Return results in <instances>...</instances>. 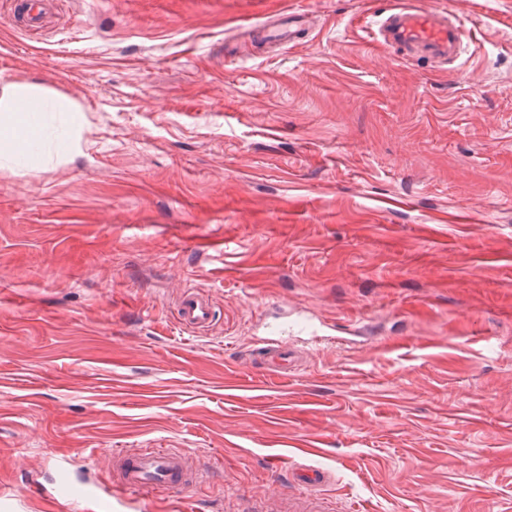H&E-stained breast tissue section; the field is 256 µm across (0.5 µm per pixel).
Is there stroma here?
<instances>
[{
  "instance_id": "35a3bbf8",
  "label": "stroma",
  "mask_w": 512,
  "mask_h": 512,
  "mask_svg": "<svg viewBox=\"0 0 512 512\" xmlns=\"http://www.w3.org/2000/svg\"><path fill=\"white\" fill-rule=\"evenodd\" d=\"M394 0H0V88L82 111L78 150L0 168V490L172 448L199 512H512V0H429L459 57L369 38ZM305 14L288 49L245 36ZM208 293L206 334L178 297ZM309 321L298 367L248 353ZM177 319L187 329L206 331L216 321V310L208 297L195 289H187L182 294L177 308Z\"/></svg>"
}]
</instances>
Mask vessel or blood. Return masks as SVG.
<instances>
[{"instance_id": "b4317fda", "label": "vessel or blood", "mask_w": 512, "mask_h": 512, "mask_svg": "<svg viewBox=\"0 0 512 512\" xmlns=\"http://www.w3.org/2000/svg\"><path fill=\"white\" fill-rule=\"evenodd\" d=\"M303 22L302 16L292 14L282 23L263 20L260 27L268 41L291 48L301 39ZM370 36L409 53H423L432 62L457 57L463 42L459 22L448 13L426 6L424 0H404L384 11ZM176 314L184 328L195 331L208 330L216 321L213 303L194 289L184 291ZM267 333L264 342L252 348L250 357L268 373H285L294 362L286 338L288 328L272 324ZM109 463L114 474L111 491L100 492L92 484L74 482L63 474L49 494L51 501L71 506L73 512H113L118 495L167 491L183 496L194 484L191 461L182 452L165 448L117 449L110 453Z\"/></svg>"}]
</instances>
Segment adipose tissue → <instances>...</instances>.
Returning a JSON list of instances; mask_svg holds the SVG:
<instances>
[{"instance_id": "1", "label": "adipose tissue", "mask_w": 512, "mask_h": 512, "mask_svg": "<svg viewBox=\"0 0 512 512\" xmlns=\"http://www.w3.org/2000/svg\"><path fill=\"white\" fill-rule=\"evenodd\" d=\"M74 104L51 90L20 82L0 90V159L23 154L38 159L40 130L46 113L71 112Z\"/></svg>"}]
</instances>
